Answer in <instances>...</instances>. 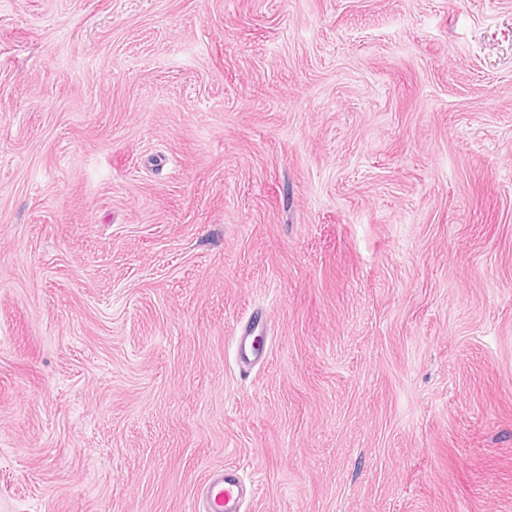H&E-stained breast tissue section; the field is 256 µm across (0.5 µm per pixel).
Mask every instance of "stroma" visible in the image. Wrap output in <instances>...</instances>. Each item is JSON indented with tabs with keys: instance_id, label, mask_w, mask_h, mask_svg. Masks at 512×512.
Listing matches in <instances>:
<instances>
[{
	"instance_id": "1",
	"label": "stroma",
	"mask_w": 512,
	"mask_h": 512,
	"mask_svg": "<svg viewBox=\"0 0 512 512\" xmlns=\"http://www.w3.org/2000/svg\"><path fill=\"white\" fill-rule=\"evenodd\" d=\"M230 465L512 512V0H0V512ZM264 324V314L257 311L253 314L244 329L234 338L237 361L242 367L258 364L266 356V349L260 347L254 336L255 331Z\"/></svg>"
}]
</instances>
